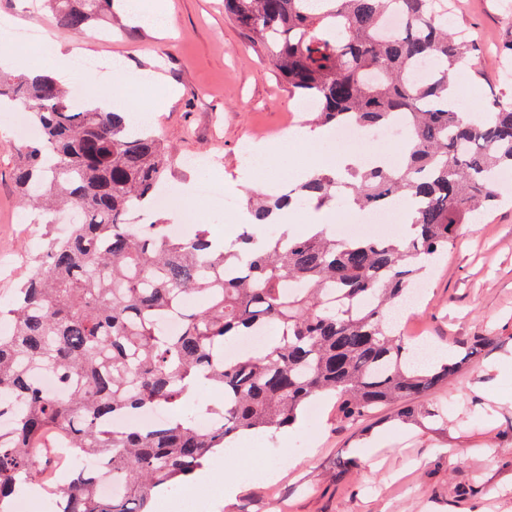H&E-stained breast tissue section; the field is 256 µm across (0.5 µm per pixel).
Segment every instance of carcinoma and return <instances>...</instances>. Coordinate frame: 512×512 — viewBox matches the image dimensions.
<instances>
[{
  "mask_svg": "<svg viewBox=\"0 0 512 512\" xmlns=\"http://www.w3.org/2000/svg\"><path fill=\"white\" fill-rule=\"evenodd\" d=\"M54 25L80 33L112 0H49ZM236 25L255 37L288 85L314 101L312 126L365 127L403 121L400 167L382 162L343 181L318 172L298 188L250 203L253 224H271L299 203L351 202L358 209L401 199L414 233L406 239L338 240L323 228L258 242L243 231L209 243L208 225L173 237L166 224L128 216L154 207L173 156L153 128L136 130L119 113L77 108L53 77L0 75V111L20 104L38 135L14 147L15 186L51 224L58 212L82 221L48 236L35 270L17 289L10 331L0 333V512H14L21 486L51 492L50 512H151L155 495L189 479L242 433L294 424L310 402L334 395L343 419L413 403L439 389L459 363L421 368L390 312L448 251L461 228L502 200L498 175L512 171V95L483 112H463L453 73L472 62L473 44L448 28V0H224ZM403 20L384 31L387 16ZM423 60L436 67L411 76ZM177 315L181 330L161 333ZM279 337L258 353L224 362V345L263 331ZM52 370L66 394L41 390ZM224 392L210 427L183 413L116 431L112 420L156 404L180 407L199 385ZM69 443L62 472L51 435ZM107 461L120 495H99Z\"/></svg>",
  "mask_w": 512,
  "mask_h": 512,
  "instance_id": "cac0c4a2",
  "label": "carcinoma"
}]
</instances>
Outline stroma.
Masks as SVG:
<instances>
[{
  "mask_svg": "<svg viewBox=\"0 0 512 512\" xmlns=\"http://www.w3.org/2000/svg\"><path fill=\"white\" fill-rule=\"evenodd\" d=\"M452 25L467 29L478 62L462 70L464 108L485 110L503 82L501 47L512 40L508 0H449ZM162 10V31L126 19L123 0L87 33L55 29L62 51L118 61L122 69L97 80L82 77L87 94H104L124 75L159 76V83L129 87L122 106L147 111L180 163L172 184L212 183L232 194L230 212L193 197L187 212L213 234L235 239L245 227L249 186L280 195L298 185L294 171L318 157L334 156L335 136L317 146L280 138L299 102L255 38L224 11V0H141ZM8 123H0V302L32 272L31 257L43 244L44 227L19 221L23 202L13 179L15 151ZM275 147L265 170L247 175L241 148ZM509 200L471 229L430 269L405 339L447 352L461 370L425 395L445 406L443 417L405 418L386 408L351 425L340 420L334 397L316 399L288 438L243 435L245 454L224 451L208 463L207 485L187 482L165 493L188 500L192 512H512V186ZM494 342L464 361L474 337ZM237 469L241 486L224 498V468ZM279 469L272 481L258 472Z\"/></svg>",
  "mask_w": 512,
  "mask_h": 512,
  "instance_id": "35a3bbf8",
  "label": "stroma"
}]
</instances>
